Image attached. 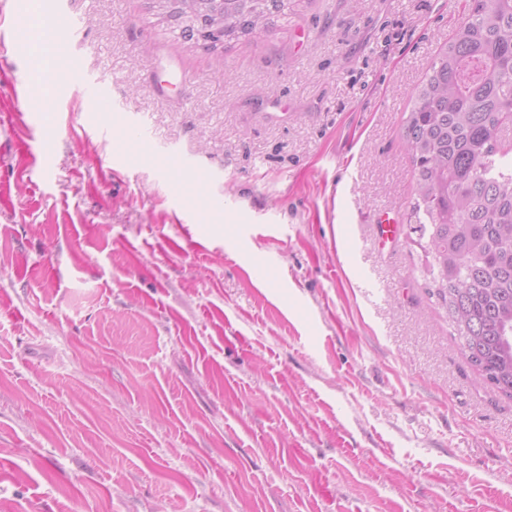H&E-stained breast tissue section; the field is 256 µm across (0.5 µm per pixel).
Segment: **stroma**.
Listing matches in <instances>:
<instances>
[{
	"label": "stroma",
	"mask_w": 512,
	"mask_h": 512,
	"mask_svg": "<svg viewBox=\"0 0 512 512\" xmlns=\"http://www.w3.org/2000/svg\"><path fill=\"white\" fill-rule=\"evenodd\" d=\"M295 2L220 76L147 0H57L81 23L58 73L26 8L0 57V512H512V397L427 293L401 138L464 0Z\"/></svg>",
	"instance_id": "35a3bbf8"
}]
</instances>
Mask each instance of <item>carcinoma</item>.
<instances>
[{
  "instance_id": "cac0c4a2",
  "label": "carcinoma",
  "mask_w": 512,
  "mask_h": 512,
  "mask_svg": "<svg viewBox=\"0 0 512 512\" xmlns=\"http://www.w3.org/2000/svg\"><path fill=\"white\" fill-rule=\"evenodd\" d=\"M290 0H149L158 22L217 53L268 31ZM402 130L428 294L482 381L512 397V0H467L462 22L415 88Z\"/></svg>"
}]
</instances>
